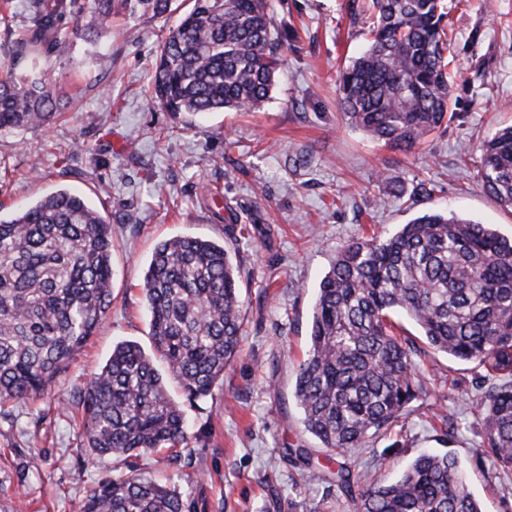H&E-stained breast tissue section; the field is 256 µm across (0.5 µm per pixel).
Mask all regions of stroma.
Listing matches in <instances>:
<instances>
[{
	"label": "stroma",
	"mask_w": 512,
	"mask_h": 512,
	"mask_svg": "<svg viewBox=\"0 0 512 512\" xmlns=\"http://www.w3.org/2000/svg\"><path fill=\"white\" fill-rule=\"evenodd\" d=\"M348 0H275L287 33L271 97L254 112H211L187 123L147 101L163 18L120 17L110 30L72 39L47 59L60 100L50 127L0 135V212L67 188L110 222L112 309L51 393L0 418V512L27 482L25 512H76L124 461L88 459L78 425L59 406L97 372L115 343L149 346L142 283L155 246L199 236L235 249L244 301L241 347L210 399L187 408L195 438L181 469L149 456L140 468L192 494L203 512H353L337 486L309 480L287 456L319 441L300 422L297 364L310 344L312 307L336 250L394 231L423 212L448 210L512 236V208L482 188L479 145L512 126V0H446L455 117L447 130L401 153L348 126L337 103L339 71L368 43V16L351 21ZM389 176L381 189V176ZM248 226L250 237L239 234ZM425 386L405 428L380 430L341 464L363 477H398L421 452H449L467 469L484 512H512V473L484 445L480 404L494 378L427 347L401 318ZM37 431L26 432L33 417Z\"/></svg>",
	"instance_id": "stroma-1"
}]
</instances>
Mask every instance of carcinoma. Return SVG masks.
<instances>
[{"label": "carcinoma", "instance_id": "carcinoma-1", "mask_svg": "<svg viewBox=\"0 0 512 512\" xmlns=\"http://www.w3.org/2000/svg\"><path fill=\"white\" fill-rule=\"evenodd\" d=\"M174 0H29L27 33L12 42L0 77V134L50 125L57 97L42 61L67 47L72 16L91 35L118 16L163 17ZM371 38L339 74L346 122L410 152L454 119L444 0H371ZM281 60L273 0H189L159 46L151 102L193 118L260 107ZM483 188L512 208V126L479 146ZM149 336L116 343L105 365L71 400L81 447L126 461L100 480L79 512H197L179 488L141 472L160 448L181 463L190 436L178 384L190 404L213 395L235 360L243 300L224 244L191 236L161 241L144 274ZM113 302L112 225L84 197L61 189L10 216L0 214V405L51 392L107 317ZM485 368L499 380L482 402L493 457L512 471V238L453 212H426L384 237L351 240L319 284L311 344L298 365L295 398L306 431L333 456L396 425L423 389L415 343ZM163 367H158V364ZM336 485L355 512H482L458 458L423 453L394 481L371 476Z\"/></svg>", "mask_w": 512, "mask_h": 512}]
</instances>
